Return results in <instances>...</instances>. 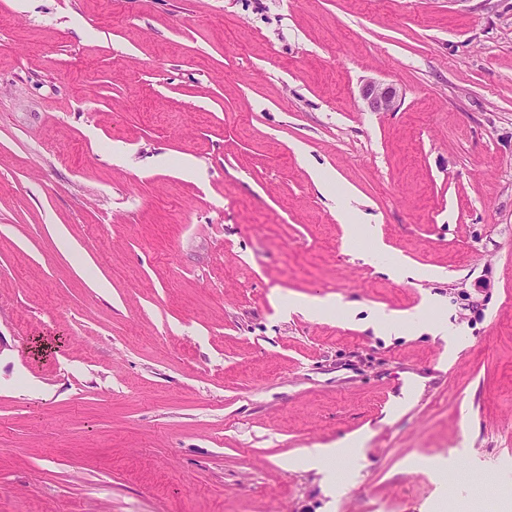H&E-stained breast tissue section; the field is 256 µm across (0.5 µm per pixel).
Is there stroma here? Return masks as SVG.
I'll list each match as a JSON object with an SVG mask.
<instances>
[{"label":"stroma","mask_w":512,"mask_h":512,"mask_svg":"<svg viewBox=\"0 0 512 512\" xmlns=\"http://www.w3.org/2000/svg\"><path fill=\"white\" fill-rule=\"evenodd\" d=\"M510 493L512 0H0V512ZM360 96L371 112H393L401 103L399 90L389 84L367 80L360 89ZM360 440L356 439L346 443L338 448H310L307 452L308 457L321 467H328L332 462L344 460L351 448L359 445Z\"/></svg>","instance_id":"1"}]
</instances>
